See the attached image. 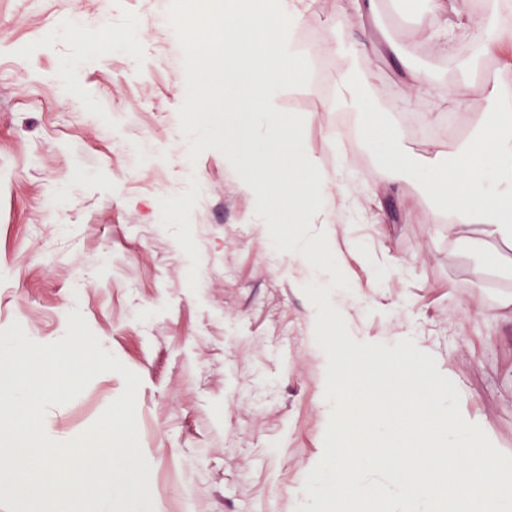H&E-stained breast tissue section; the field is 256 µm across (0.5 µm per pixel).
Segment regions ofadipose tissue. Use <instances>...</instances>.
<instances>
[{"mask_svg": "<svg viewBox=\"0 0 512 512\" xmlns=\"http://www.w3.org/2000/svg\"><path fill=\"white\" fill-rule=\"evenodd\" d=\"M418 23L433 40L448 42L456 28L465 24L481 27L479 17L462 19L448 14L447 0H427ZM325 50L338 66L336 109L364 115L359 128L362 141L378 150L383 166L391 173L416 178L436 200V220L453 217L449 232L478 226L484 242H512V114L487 113L469 136L450 151L415 155L405 148L407 128L398 120L381 116L368 100L372 75L359 67L361 58L376 53L373 40L327 41Z\"/></svg>", "mask_w": 512, "mask_h": 512, "instance_id": "adipose-tissue-1", "label": "adipose tissue"}]
</instances>
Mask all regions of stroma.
Listing matches in <instances>:
<instances>
[{
	"label": "stroma",
	"mask_w": 512,
	"mask_h": 512,
	"mask_svg": "<svg viewBox=\"0 0 512 512\" xmlns=\"http://www.w3.org/2000/svg\"><path fill=\"white\" fill-rule=\"evenodd\" d=\"M418 0H382L384 31L405 42L437 85L459 79L454 49L413 23ZM170 0H112L113 29L143 35L138 68L113 50L93 59L83 37H61L69 10L95 28L102 0H0V330L19 323L35 342L61 339L81 311L102 348L141 379L136 422L151 468L155 512H296L307 463L321 459L327 361L303 292L319 279L299 256L276 251L252 221L223 154L180 157L181 49ZM349 0H315L296 38L312 74L281 91L280 110L310 115L304 139L323 169L358 172L352 210L329 229L351 284L338 296L351 335L394 346L407 336L465 393L466 412L512 455V246L450 235L431 199L388 183L361 143L358 119L331 108L339 34ZM30 51L14 57L18 45ZM377 109L412 126L392 57L363 59ZM70 71L82 97L59 79ZM486 108L438 113L415 153L448 150ZM124 389L96 376L49 407L47 435L71 440Z\"/></svg>",
	"instance_id": "1"
}]
</instances>
